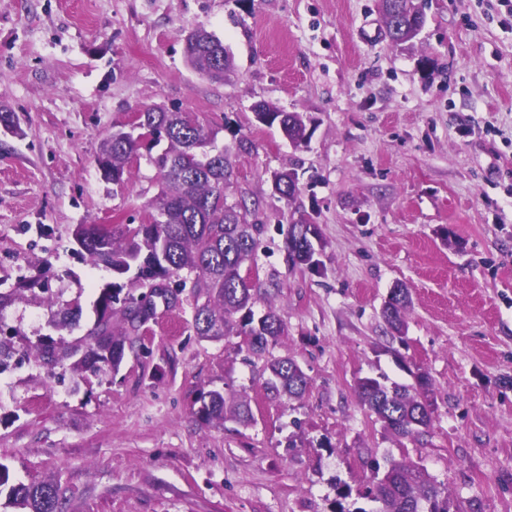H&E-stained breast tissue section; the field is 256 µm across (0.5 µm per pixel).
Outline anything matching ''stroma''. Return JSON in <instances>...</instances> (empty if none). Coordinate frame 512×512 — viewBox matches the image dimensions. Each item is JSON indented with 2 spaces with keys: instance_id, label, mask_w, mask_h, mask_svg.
<instances>
[{
  "instance_id": "35a3bbf8",
  "label": "stroma",
  "mask_w": 512,
  "mask_h": 512,
  "mask_svg": "<svg viewBox=\"0 0 512 512\" xmlns=\"http://www.w3.org/2000/svg\"><path fill=\"white\" fill-rule=\"evenodd\" d=\"M425 24L394 44L379 0H0V291L46 273L54 306L92 328L110 271L73 251L79 224H139L159 191L146 157L125 187L102 180L103 141L143 107L191 113L232 155L230 199L261 203L255 267L285 324L262 354L202 339L195 302L159 309L118 370L62 380L39 360L0 372V464L52 481L64 512H371L372 459L414 463L461 512H512V0H422ZM214 32L234 71L186 64L184 36ZM311 119L301 149L252 112ZM248 147H240V140ZM299 179L294 201L276 174ZM308 218L318 270L290 266L289 224ZM408 289L403 338L381 308ZM54 306L18 293L0 311L17 345L54 335ZM296 360L299 399L272 395L267 362ZM433 383L430 428L383 430L358 379ZM244 392L249 426L203 423L200 392ZM351 494L339 499L338 490Z\"/></svg>"
}]
</instances>
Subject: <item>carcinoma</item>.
Wrapping results in <instances>:
<instances>
[{"mask_svg":"<svg viewBox=\"0 0 512 512\" xmlns=\"http://www.w3.org/2000/svg\"><path fill=\"white\" fill-rule=\"evenodd\" d=\"M394 30L391 38L398 44L412 41L416 34L409 20L385 17ZM191 69L214 82L224 81L233 69L232 58L224 42L206 31L196 43L184 50ZM264 126L277 128L292 139V146L310 138L308 117L300 112H284L268 103H259ZM141 121L150 129L142 139L118 141L106 139L98 157L104 181L124 185L130 175L131 157L144 148L152 151L161 142L167 147L149 155L161 184L159 192L147 202L150 220L134 227L123 224L108 228L102 224H79L73 232L81 243L77 253L92 265L104 267L121 277L136 269L135 287L112 282L106 284L94 301L95 323L86 336L67 342L45 338L29 346L46 366L80 355L75 367L116 369L133 347L129 337L157 316V297L167 298L165 308H175L186 288L204 302L196 307L192 327L206 339L246 337L249 353H262L275 345L284 333V322L272 305L256 313L262 283L259 277L248 282L242 266L254 262L257 238L263 227L258 223L260 201L242 197L228 203L226 189L231 185L233 167L226 149L216 148L209 158L196 159L193 146L215 140L217 132L206 122L187 119L181 112L139 110ZM276 185L288 200L295 199V172L283 171ZM310 224L291 225L286 243L288 262L293 266L318 267L309 235ZM394 304L382 311L389 328L400 335L404 315L410 303L407 291L393 288ZM81 307H61L53 314V325L70 328L79 321ZM269 390L279 396L299 398L308 389L310 379L291 357L268 362ZM429 377L419 371L415 383L386 385L374 378L357 381L359 403L396 436L416 438L431 425L432 403L427 398ZM196 414L205 423L235 422L246 425L253 420L249 402L234 391L209 390L200 393ZM372 487L365 497L378 504L375 512H459L453 507L448 489L433 480L413 463L389 459L385 467L375 465ZM8 486V504L20 512H63L58 487L51 482L8 485L0 472V488Z\"/></svg>","mask_w":512,"mask_h":512,"instance_id":"cac0c4a2","label":"carcinoma"}]
</instances>
